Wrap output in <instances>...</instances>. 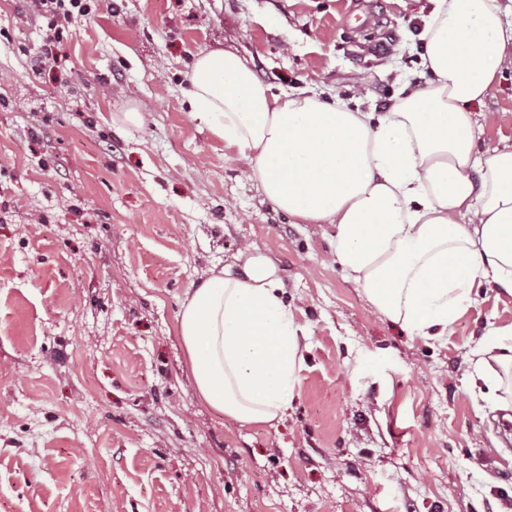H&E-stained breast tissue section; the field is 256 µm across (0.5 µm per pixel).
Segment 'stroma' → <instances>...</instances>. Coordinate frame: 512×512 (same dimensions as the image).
Returning a JSON list of instances; mask_svg holds the SVG:
<instances>
[{"mask_svg": "<svg viewBox=\"0 0 512 512\" xmlns=\"http://www.w3.org/2000/svg\"><path fill=\"white\" fill-rule=\"evenodd\" d=\"M426 6L97 0L37 68L33 0H0V512H512V410L471 383L512 295L407 335L189 105L195 56L228 49L271 93L386 111L392 71L429 83ZM474 112L480 154L512 144L511 69ZM246 245L304 362L285 417L243 426L198 398L177 315Z\"/></svg>", "mask_w": 512, "mask_h": 512, "instance_id": "obj_1", "label": "stroma"}]
</instances>
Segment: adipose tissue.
Returning a JSON list of instances; mask_svg holds the SVG:
<instances>
[{
    "label": "adipose tissue",
    "mask_w": 512,
    "mask_h": 512,
    "mask_svg": "<svg viewBox=\"0 0 512 512\" xmlns=\"http://www.w3.org/2000/svg\"><path fill=\"white\" fill-rule=\"evenodd\" d=\"M426 89L403 85L388 112L276 95L237 53L191 68L195 120L237 149L278 209L332 225L334 256L378 312L412 336L447 335L482 285L512 294V146L475 151L472 107L512 66L501 0H429ZM279 268L245 247L190 289L178 331L201 400L250 425L281 419L302 354ZM512 326L488 330L474 373L496 396Z\"/></svg>",
    "instance_id": "adipose-tissue-1"
}]
</instances>
